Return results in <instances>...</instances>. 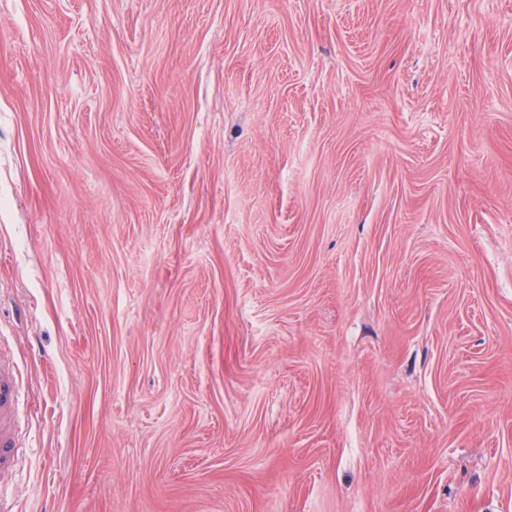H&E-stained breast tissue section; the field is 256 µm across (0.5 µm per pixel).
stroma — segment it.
I'll list each match as a JSON object with an SVG mask.
<instances>
[{
	"mask_svg": "<svg viewBox=\"0 0 512 512\" xmlns=\"http://www.w3.org/2000/svg\"><path fill=\"white\" fill-rule=\"evenodd\" d=\"M15 512H512V0H0Z\"/></svg>",
	"mask_w": 512,
	"mask_h": 512,
	"instance_id": "stroma-1",
	"label": "stroma"
}]
</instances>
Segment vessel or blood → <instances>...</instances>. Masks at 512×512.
<instances>
[{
    "mask_svg": "<svg viewBox=\"0 0 512 512\" xmlns=\"http://www.w3.org/2000/svg\"><path fill=\"white\" fill-rule=\"evenodd\" d=\"M19 392L16 365L12 358L0 352V475L12 471L18 461Z\"/></svg>",
    "mask_w": 512,
    "mask_h": 512,
    "instance_id": "b4317fda",
    "label": "vessel or blood"
}]
</instances>
